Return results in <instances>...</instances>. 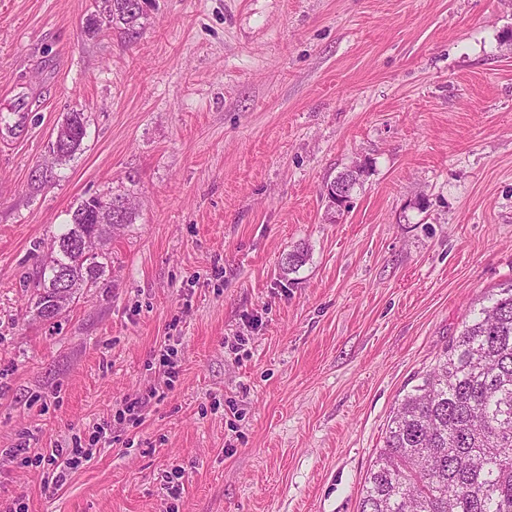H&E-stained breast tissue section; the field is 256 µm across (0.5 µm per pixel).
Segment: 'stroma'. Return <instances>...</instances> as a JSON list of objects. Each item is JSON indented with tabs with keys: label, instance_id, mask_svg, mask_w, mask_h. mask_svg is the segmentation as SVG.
Segmentation results:
<instances>
[{
	"label": "stroma",
	"instance_id": "stroma-1",
	"mask_svg": "<svg viewBox=\"0 0 512 512\" xmlns=\"http://www.w3.org/2000/svg\"><path fill=\"white\" fill-rule=\"evenodd\" d=\"M145 12L132 33L104 0H0V512H357L398 399L512 286V0ZM111 189L135 222L42 321L39 259ZM137 397L141 423L120 419ZM99 423L61 489L7 454ZM86 125L87 117L84 112L73 110L67 113L62 124L65 129L61 135L60 130H58L55 138L56 141L59 140V145L58 150L56 152L53 150V152L58 160L70 158L80 149L86 135ZM58 135H60V139Z\"/></svg>",
	"mask_w": 512,
	"mask_h": 512
}]
</instances>
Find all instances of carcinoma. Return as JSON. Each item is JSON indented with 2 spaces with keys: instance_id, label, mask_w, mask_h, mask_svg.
<instances>
[{
  "instance_id": "cac0c4a2",
  "label": "carcinoma",
  "mask_w": 512,
  "mask_h": 512,
  "mask_svg": "<svg viewBox=\"0 0 512 512\" xmlns=\"http://www.w3.org/2000/svg\"><path fill=\"white\" fill-rule=\"evenodd\" d=\"M109 22L133 28L143 17L137 0H105ZM87 117L67 113L54 155L73 156ZM127 193H95L71 208L70 224L39 265L36 314L65 312L83 288L97 283L110 262L104 251L76 250L106 226L131 224L133 210H108ZM67 274L57 292V272ZM358 512H512V288L465 322L434 366L401 398L383 447L367 471Z\"/></svg>"
}]
</instances>
